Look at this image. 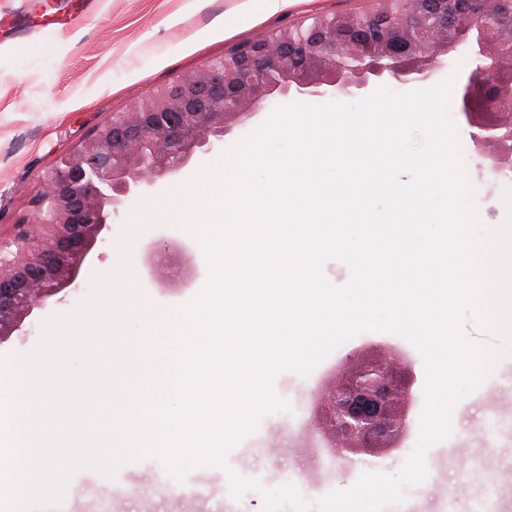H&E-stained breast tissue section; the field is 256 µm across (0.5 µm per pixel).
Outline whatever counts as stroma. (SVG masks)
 <instances>
[{
    "instance_id": "1",
    "label": "stroma",
    "mask_w": 512,
    "mask_h": 512,
    "mask_svg": "<svg viewBox=\"0 0 512 512\" xmlns=\"http://www.w3.org/2000/svg\"><path fill=\"white\" fill-rule=\"evenodd\" d=\"M244 0H0V239L12 237L17 225L32 223L33 201L50 177L55 162L93 134L112 113L222 56L237 42L255 38L306 16L348 12L364 0H295L288 10L268 14L242 12ZM237 14L223 25L225 15ZM269 117L261 112L236 127L223 143L200 157L189 175L202 178L223 167L234 145ZM177 182H164L131 197L113 217L112 233L100 247L101 257L82 278L79 290L50 314L72 311L90 293L89 277L119 267L132 271L118 319L105 329L92 348L98 364L109 351L130 357L142 334V306L178 308L198 296L208 284L210 267L199 237L188 236L172 220L182 203ZM168 246L148 258L146 246L159 235ZM310 377L291 370L273 382L274 395L288 409L312 408L318 396ZM287 409V410H288ZM285 412V411H284ZM283 411L264 414L265 451L252 454L236 444L220 466L191 469L185 483H204L217 492L230 487L231 475L257 480L258 489L239 500L241 512H263V493L288 484L291 476L300 495L319 500L316 483L329 491L352 488L361 468L343 463L317 473L307 467L305 435L285 438L280 427ZM512 423V357L503 359L481 385L464 397L452 413L450 437L435 446L429 457L445 456L433 473L432 485L406 489L407 501L420 512H441L445 491L458 492L454 512H476L488 484L512 486V441L493 423L496 417ZM161 457L142 454L127 465L129 494L114 482V494L100 499L90 494L101 473L91 465L71 477L79 495L74 512H173L178 492L155 487Z\"/></svg>"
}]
</instances>
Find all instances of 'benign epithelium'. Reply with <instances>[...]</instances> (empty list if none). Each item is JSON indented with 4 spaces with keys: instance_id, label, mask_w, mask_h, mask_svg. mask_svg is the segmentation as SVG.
Returning <instances> with one entry per match:
<instances>
[{
    "instance_id": "benign-epithelium-1",
    "label": "benign epithelium",
    "mask_w": 512,
    "mask_h": 512,
    "mask_svg": "<svg viewBox=\"0 0 512 512\" xmlns=\"http://www.w3.org/2000/svg\"><path fill=\"white\" fill-rule=\"evenodd\" d=\"M365 10L314 14L230 47L224 55L115 112L61 156L34 200L41 235L19 224L0 241V346L78 290L100 257L112 215L130 196L169 181L234 127L281 97L366 95L375 84L429 82L464 47L476 61L455 87L456 118L478 175L512 156V0H374ZM421 373L388 343L353 350L321 389L313 430L347 459L403 454Z\"/></svg>"
}]
</instances>
